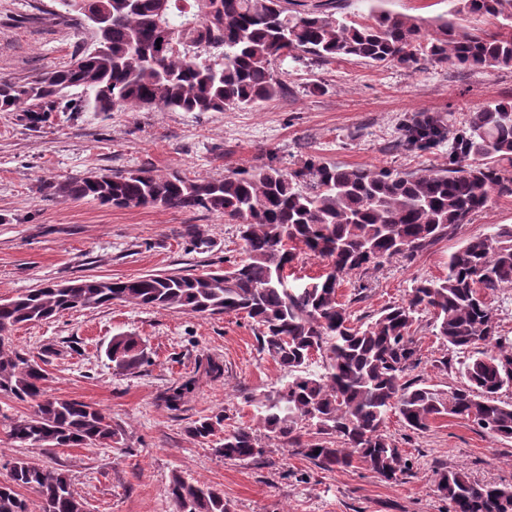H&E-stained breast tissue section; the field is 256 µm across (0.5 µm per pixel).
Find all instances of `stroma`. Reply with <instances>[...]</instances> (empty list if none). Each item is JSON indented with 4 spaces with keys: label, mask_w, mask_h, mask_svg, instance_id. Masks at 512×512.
Listing matches in <instances>:
<instances>
[{
    "label": "stroma",
    "mask_w": 512,
    "mask_h": 512,
    "mask_svg": "<svg viewBox=\"0 0 512 512\" xmlns=\"http://www.w3.org/2000/svg\"><path fill=\"white\" fill-rule=\"evenodd\" d=\"M348 12L379 10L429 20L452 0H343ZM56 0H0V77L29 80L70 62L92 46V29L59 16ZM286 95L246 109L171 112L155 109L52 113L31 124L0 112V298L48 282L83 276L127 279L147 273H203L241 259L238 227L222 215L162 206L116 207L62 194L44 195V182L90 172L114 174L147 167L166 175L223 178L268 157L288 170L307 156L347 166L402 172L439 168L448 146L407 151L397 146L400 127L428 114L461 125L475 108L512 102V68L462 69L427 65L408 71L350 59L276 63ZM196 225L208 251H189L184 229ZM512 226V197H501L459 225L414 260L395 258L348 277L337 290L354 316L377 315L406 301L415 282L448 273L449 255L468 240ZM364 284L353 301L355 284ZM429 313L413 327L421 361L413 378L450 392L463 382V357L433 334ZM255 323L245 314L195 317L175 310L115 302L62 314L10 332L18 350L43 360L44 387L104 410L124 432L115 448L20 446L0 429V481L17 457L69 473L87 512H175L168 495L173 474L220 489L231 512H449L436 486L439 468L465 469L472 480L512 488V439L495 438L470 421L443 416L429 428L409 430L398 414L385 424L408 458L410 471L388 482L363 467L324 471L277 442L246 460L216 455L226 430L255 423L254 399L278 388L285 372L259 352ZM139 336L146 363L138 373L118 371L107 355L113 337ZM447 357V368L435 362ZM224 367L217 379L201 364ZM195 380L178 409L163 398ZM223 413L224 428L206 439L188 434L190 423Z\"/></svg>",
    "instance_id": "35a3bbf8"
}]
</instances>
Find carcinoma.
<instances>
[{
	"mask_svg": "<svg viewBox=\"0 0 512 512\" xmlns=\"http://www.w3.org/2000/svg\"><path fill=\"white\" fill-rule=\"evenodd\" d=\"M69 18L93 28L96 52L25 81L0 79V112H20L30 123L61 108V89L79 88L96 112L115 109L209 112L243 108L288 92L272 63L283 57L396 63L407 69L451 64L460 68L512 67V0H454L448 16L424 31L413 17L371 12L359 20L339 12L336 0L306 12L287 0H60ZM473 17L494 29L459 22ZM448 140V167L421 173L348 167L309 159L299 170L273 164L228 172L222 180L158 175L149 168L90 172L44 184L47 195L92 198L115 206L205 210L239 225L244 258L220 271L151 273L127 280L93 277L50 283L0 300V331L50 320L65 311L114 302L174 309L194 316L244 313L258 325L260 352L288 380L256 402L257 424L322 470L357 464L388 482L409 468L384 433L396 412L414 431L448 415L512 439V403L498 397L512 385V342L495 354L471 350L496 336L486 293L512 286V228L475 237L448 256V274L418 282L406 302L390 305L356 325L337 289L344 278L383 262L411 259L468 224L493 197H512V104L497 102L469 113L464 125L421 115L400 128V143L425 151ZM194 250L209 247L194 225L185 230ZM328 260L334 275L292 287L282 277L295 246ZM432 315L435 335L459 352L464 384L450 394L408 379L419 364L411 335L416 315ZM108 353L122 371L146 361L141 339L112 337ZM325 358V372L309 370ZM45 369L27 353L0 345V394L27 403L30 412L5 418L6 433L22 445L81 448L120 443L122 430L102 410L75 398L47 394ZM194 388L172 389L175 408ZM224 414L192 422L187 432L207 438ZM314 429L303 439L302 430ZM215 452L226 459L260 456L254 429L224 432ZM38 494L40 512H86L69 474L25 458L10 463L0 482V512H30L18 492ZM169 494L177 512H230L224 493L175 474ZM437 490L452 512H512V490L478 484L462 468L437 472Z\"/></svg>",
	"mask_w": 512,
	"mask_h": 512,
	"instance_id": "obj_1",
	"label": "carcinoma"
}]
</instances>
